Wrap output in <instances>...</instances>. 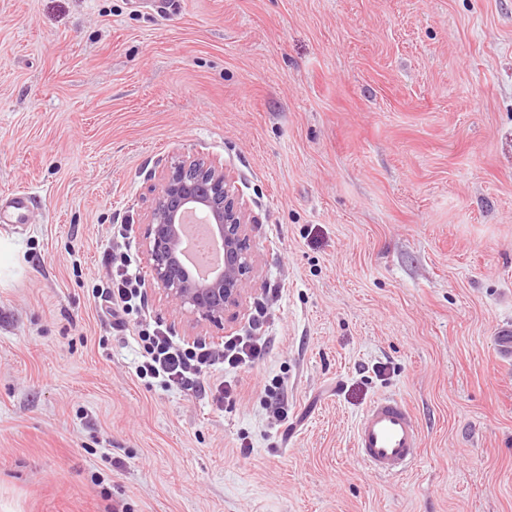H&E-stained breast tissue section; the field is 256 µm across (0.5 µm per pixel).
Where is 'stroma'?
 <instances>
[{
	"mask_svg": "<svg viewBox=\"0 0 512 512\" xmlns=\"http://www.w3.org/2000/svg\"><path fill=\"white\" fill-rule=\"evenodd\" d=\"M192 156L259 219L220 328L178 317L141 244L150 185ZM14 190L0 512H512V0H0ZM116 224L178 339L246 334L268 300L233 401L136 376L97 300ZM383 395L421 430L403 477L353 449ZM31 198L27 193L18 192L8 197L0 207L1 224H22L28 216Z\"/></svg>",
	"mask_w": 512,
	"mask_h": 512,
	"instance_id": "35a3bbf8",
	"label": "stroma"
}]
</instances>
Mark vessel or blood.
<instances>
[{"mask_svg":"<svg viewBox=\"0 0 512 512\" xmlns=\"http://www.w3.org/2000/svg\"><path fill=\"white\" fill-rule=\"evenodd\" d=\"M31 198L18 192L0 205L1 224L23 223L29 213ZM354 450L365 466L383 476L400 477L419 457L421 434L417 419L402 399L376 398L357 419Z\"/></svg>","mask_w":512,"mask_h":512,"instance_id":"vessel-or-blood-1","label":"vessel or blood"}]
</instances>
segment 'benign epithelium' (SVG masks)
Segmentation results:
<instances>
[{"label": "benign epithelium", "instance_id": "7a95c632", "mask_svg": "<svg viewBox=\"0 0 512 512\" xmlns=\"http://www.w3.org/2000/svg\"><path fill=\"white\" fill-rule=\"evenodd\" d=\"M151 192L142 242L154 281L179 313L196 321L223 320L251 282L248 228L257 217L240 197L233 175L203 159L170 165ZM192 207L208 214L213 234L224 243V266L206 284L193 281L179 259L178 219Z\"/></svg>", "mask_w": 512, "mask_h": 512}]
</instances>
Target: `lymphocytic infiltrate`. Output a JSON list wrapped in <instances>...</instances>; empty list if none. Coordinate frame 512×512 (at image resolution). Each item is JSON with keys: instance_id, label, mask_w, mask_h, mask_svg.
<instances>
[{"instance_id": "1", "label": "lymphocytic infiltrate", "mask_w": 512, "mask_h": 512, "mask_svg": "<svg viewBox=\"0 0 512 512\" xmlns=\"http://www.w3.org/2000/svg\"><path fill=\"white\" fill-rule=\"evenodd\" d=\"M115 274L111 286L101 297L116 323L130 326L141 350L135 372L137 377L151 378L164 387H179L211 396L213 402L232 400L238 391L233 376L251 369L268 348L267 337L260 331L268 316L265 306H257L250 336L227 337L222 346L205 343H182L168 332L144 324L148 309L145 284L137 274L135 261L125 251L105 257Z\"/></svg>"}]
</instances>
